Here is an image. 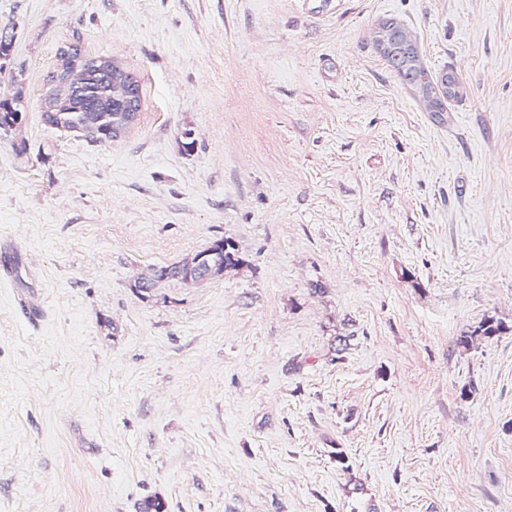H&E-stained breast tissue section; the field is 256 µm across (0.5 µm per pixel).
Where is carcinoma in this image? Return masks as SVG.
<instances>
[{
	"instance_id": "carcinoma-1",
	"label": "carcinoma",
	"mask_w": 512,
	"mask_h": 512,
	"mask_svg": "<svg viewBox=\"0 0 512 512\" xmlns=\"http://www.w3.org/2000/svg\"><path fill=\"white\" fill-rule=\"evenodd\" d=\"M374 43L399 79L435 117L447 111L448 101L462 95L454 72L443 70L435 76L430 73L420 56L415 35L402 22H379L374 30ZM48 82L51 90L41 111L44 124L75 133L89 143L102 145L117 140L130 128L131 115L140 112V81L111 58L85 53L78 43L60 48L58 68ZM24 112L26 105L21 96H0V134ZM238 262L233 245L226 241L220 263L209 269L201 271L186 261L170 264L166 269L171 279L210 280L223 276ZM507 331L509 327L502 321L488 315L474 330L460 336L457 344L465 348L474 336H499Z\"/></svg>"
}]
</instances>
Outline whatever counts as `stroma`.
Wrapping results in <instances>:
<instances>
[{"label":"stroma","instance_id":"35a3bbf8","mask_svg":"<svg viewBox=\"0 0 512 512\" xmlns=\"http://www.w3.org/2000/svg\"><path fill=\"white\" fill-rule=\"evenodd\" d=\"M323 5L0 0V512H512V0ZM384 18L458 75L444 123ZM75 39L142 85L106 145L41 120ZM373 38L377 50L427 112L440 118L447 111L448 100L462 95L454 72L443 70L435 76L430 73L420 56L415 35L402 22L394 19L379 22ZM24 112H26V105L21 96H0V134H6L5 128L17 122L19 115L22 122ZM224 246V249L222 248ZM222 248V254L220 256V263L218 265L212 264L210 269H205L210 264V258L214 256L216 253L220 252ZM232 250V251H231ZM232 244L228 241L224 240V243L220 245V247L215 245H209L207 248L199 251L192 257L189 262L190 264L197 265L200 269H204L199 271L196 266H190L187 261H179L177 263H173L166 266H159V268H166L169 270L168 278L165 280H157L153 278L140 277L138 283L135 284L136 288H138L141 292H151L154 288H157L160 283L170 280L176 279L186 282L188 279L191 281L200 280L203 275L206 276V280H210L213 278L221 277L224 275V271L229 268L235 267L238 265L239 259L235 258L236 253ZM168 270H164L163 274L166 277V273ZM187 281L188 284H193V282Z\"/></svg>","mask_w":512,"mask_h":512}]
</instances>
